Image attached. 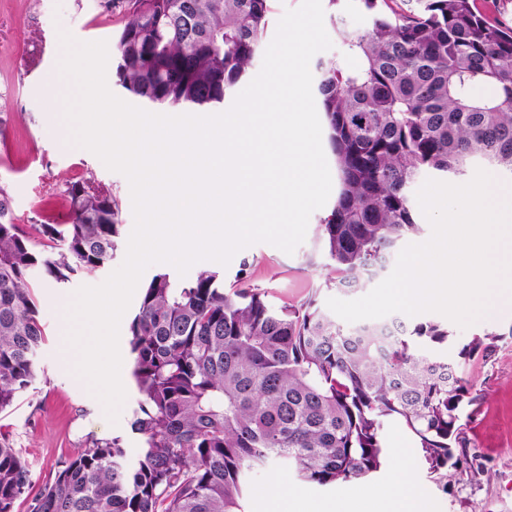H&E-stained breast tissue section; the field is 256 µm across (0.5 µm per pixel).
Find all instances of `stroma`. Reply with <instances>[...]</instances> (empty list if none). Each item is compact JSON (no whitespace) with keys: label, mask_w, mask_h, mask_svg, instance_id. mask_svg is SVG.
Masks as SVG:
<instances>
[{"label":"stroma","mask_w":512,"mask_h":512,"mask_svg":"<svg viewBox=\"0 0 512 512\" xmlns=\"http://www.w3.org/2000/svg\"><path fill=\"white\" fill-rule=\"evenodd\" d=\"M127 21L124 13L108 11L105 0H0V188L12 200L15 222L32 234L37 249H52L38 225L45 218L66 223L69 203L64 191L70 182L88 178L109 187L121 204V234L118 250L104 268L92 274L73 276L63 286L33 271L30 284L46 339L39 353V374L29 390L6 411L0 412V436L23 449L32 466L34 485H42L55 462L91 439L121 437L130 450L141 444L130 422L139 393L128 384L127 398L117 424H110L101 403L89 389L78 385L58 361L61 319L51 297L71 298L82 286L101 284L123 262L134 226L132 199L127 179L108 170L102 161L84 149L58 147L50 130V84L58 69L60 31L82 42L114 43ZM325 209L314 211L306 239L294 254L257 243L238 252L222 271L232 283L242 262H249L253 283L269 291L268 300L279 306L304 298L319 287L332 269L316 241ZM489 330L499 339L486 358L461 364L463 377L473 386L475 400L464 404L461 425L467 440L460 449L461 463L432 474L421 463L412 435L397 419L383 430L385 445L403 441L408 450L412 479L439 505L438 512H512V301L502 300L491 314L467 327H453V345L467 343ZM314 501L335 499L336 491L300 484L293 471L268 468L250 482L248 512H270L263 491L272 478Z\"/></svg>","instance_id":"stroma-1"}]
</instances>
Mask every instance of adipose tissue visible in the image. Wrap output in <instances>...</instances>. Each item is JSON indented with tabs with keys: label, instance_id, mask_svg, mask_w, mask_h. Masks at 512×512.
<instances>
[{
	"label": "adipose tissue",
	"instance_id": "adipose-tissue-1",
	"mask_svg": "<svg viewBox=\"0 0 512 512\" xmlns=\"http://www.w3.org/2000/svg\"><path fill=\"white\" fill-rule=\"evenodd\" d=\"M396 477L389 484L372 486L354 484L335 504L310 502L295 492L285 491L280 479H273L266 489L275 512H437L435 502L412 485L411 471L403 448L393 450Z\"/></svg>",
	"mask_w": 512,
	"mask_h": 512
}]
</instances>
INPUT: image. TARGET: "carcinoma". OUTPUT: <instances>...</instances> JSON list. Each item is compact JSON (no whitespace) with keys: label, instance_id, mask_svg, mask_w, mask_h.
I'll return each instance as SVG.
<instances>
[{"label":"carcinoma","instance_id":"1","mask_svg":"<svg viewBox=\"0 0 512 512\" xmlns=\"http://www.w3.org/2000/svg\"><path fill=\"white\" fill-rule=\"evenodd\" d=\"M369 23L338 27L342 52L317 63V93L342 189L317 239L353 293L380 276L416 233L410 188L424 172L461 176L473 160L512 173V26L474 0H359ZM130 14L115 39L119 85L157 110L223 102L252 64L270 24L269 0H108ZM475 84L492 96L470 95ZM68 224H42L59 246L38 251L12 221L0 189V412L36 377L45 325L29 286L93 274L118 248L112 192L71 183ZM319 288L277 308L242 264L233 283L212 271L155 274L128 326L140 398L130 455L93 440L59 459L34 490L21 449L0 441V512H247L251 476L288 466L298 480L337 488L378 472L383 426L400 419L431 474L465 444L460 410L472 385L435 353L452 333L435 321L342 324ZM484 333L468 361L495 347Z\"/></svg>","mask_w":512,"mask_h":512}]
</instances>
